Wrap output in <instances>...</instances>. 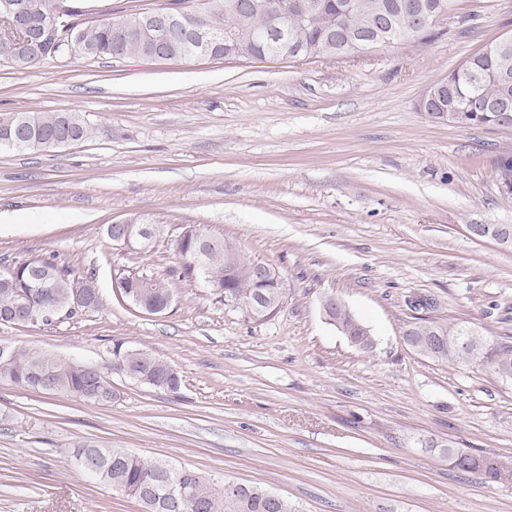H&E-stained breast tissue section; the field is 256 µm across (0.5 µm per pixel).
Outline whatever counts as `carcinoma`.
Instances as JSON below:
<instances>
[{
  "label": "carcinoma",
  "mask_w": 512,
  "mask_h": 512,
  "mask_svg": "<svg viewBox=\"0 0 512 512\" xmlns=\"http://www.w3.org/2000/svg\"><path fill=\"white\" fill-rule=\"evenodd\" d=\"M66 5L63 9L69 24L63 33L46 29L41 40L46 50L42 57L18 58L11 41L0 36V60L18 70L34 69L47 60L65 61L77 56L85 58H152L153 32L145 20L153 13H128L107 17L92 23L75 20L79 11L66 4V0H45L47 6L56 2ZM326 10L314 17L308 26L300 30L288 49L279 52L278 60H297L327 57L324 40L328 23L340 14L339 7L344 0H323ZM227 0H207V9L202 14L182 10L187 16L186 26L180 31L167 50L166 59H182L193 51L195 24H202L214 17L227 29L231 38L241 39L247 58L257 61L267 59L268 48L248 41L246 28L235 14L225 12ZM122 26L130 35L118 37L114 28ZM512 76V42L507 52L501 53L483 49L448 73V77L432 84L440 95L453 91L459 102L472 106L460 113L461 127L499 126L501 113L477 107L486 100L506 98L512 102V79L504 81L502 72ZM58 134H70L79 142L92 136L107 134L104 127H93L81 112H20L0 116V148L15 150H44L46 144ZM499 182L512 193V156H505L497 163ZM234 247L226 241L215 247H204L206 269L209 272L212 294L224 298L231 295L243 304L255 299L259 292L268 295L267 306L276 305L277 289L274 282L266 288L249 279L246 269L252 262L238 256L241 272L235 276L224 274L225 249ZM180 258L179 278L191 280L198 271L192 265V257L199 249V240L190 234L180 236L174 245ZM12 276L5 280L0 277V324H10L9 315L14 309L23 307L37 312L46 307L64 312L72 296L73 281L77 280L90 287L96 284L95 274L75 276L74 271L52 260L22 261L11 266ZM118 288L123 297L135 303L139 295L145 296L155 306L164 303L165 295L171 291L168 282L146 272L134 273L122 278ZM333 324L341 329L351 342L362 350L374 344L368 329L346 309L334 312ZM405 341L416 352L438 361L458 364L472 363L476 351L487 358L497 375L512 379V344L499 342L495 345L477 331L466 325L448 324L430 317H423L404 333ZM10 358L0 361V380L48 394H66L92 404L112 401L110 383L101 375L90 372L82 364L70 362L43 351L19 350L9 347ZM127 366L128 378L162 389L181 382L178 370L171 363L156 356L148 349H127L121 342L112 346V369L119 371ZM101 461V471L95 475L97 481L136 500L144 512H297L296 505L287 498L278 503L270 499V491L260 485H239L238 491L229 494L226 484L214 482L197 471L187 467H176L167 461H145L141 457L121 448H95L87 445L75 455L76 464L87 458ZM456 465L463 470H482L492 478L498 474L496 465L484 458L469 454L455 456ZM192 489V498L174 508L156 496L153 489L169 477Z\"/></svg>",
  "instance_id": "cac0c4a2"
}]
</instances>
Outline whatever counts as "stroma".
I'll return each mask as SVG.
<instances>
[{
	"label": "stroma",
	"instance_id": "1",
	"mask_svg": "<svg viewBox=\"0 0 512 512\" xmlns=\"http://www.w3.org/2000/svg\"><path fill=\"white\" fill-rule=\"evenodd\" d=\"M169 3L72 0L87 21ZM451 17L426 45L342 59L0 62V113L78 111L109 130L0 149V268L51 258L95 273L100 298L60 322L0 325V343L106 367L121 341L181 376L171 392L111 374L107 405L0 382V512H141L75 465L85 442L257 483L299 512H512V381L403 336L427 314L512 337V243L469 230L512 224L496 175L512 127L416 107L512 34V0H453ZM128 220L160 225L145 252L108 239ZM193 227L279 275L275 315L251 320L179 279L174 242ZM138 271L167 279L166 313L121 296L117 281ZM328 295L372 350L329 323ZM456 451L498 477L460 470Z\"/></svg>",
	"mask_w": 512,
	"mask_h": 512
}]
</instances>
